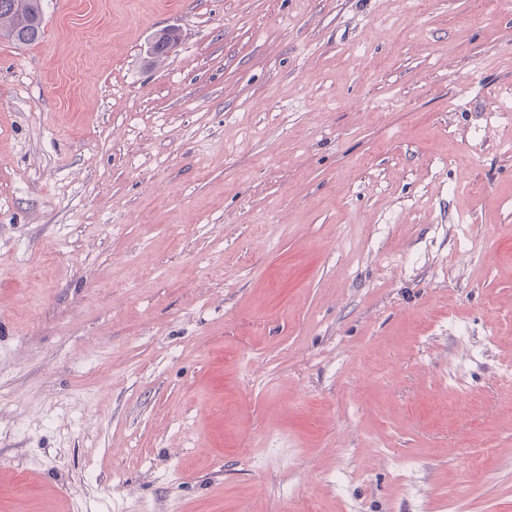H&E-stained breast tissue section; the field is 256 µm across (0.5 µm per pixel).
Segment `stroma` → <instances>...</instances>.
Here are the masks:
<instances>
[{"label":"stroma","instance_id":"35a3bbf8","mask_svg":"<svg viewBox=\"0 0 512 512\" xmlns=\"http://www.w3.org/2000/svg\"><path fill=\"white\" fill-rule=\"evenodd\" d=\"M418 2L0 39V512H512V11Z\"/></svg>","mask_w":512,"mask_h":512}]
</instances>
